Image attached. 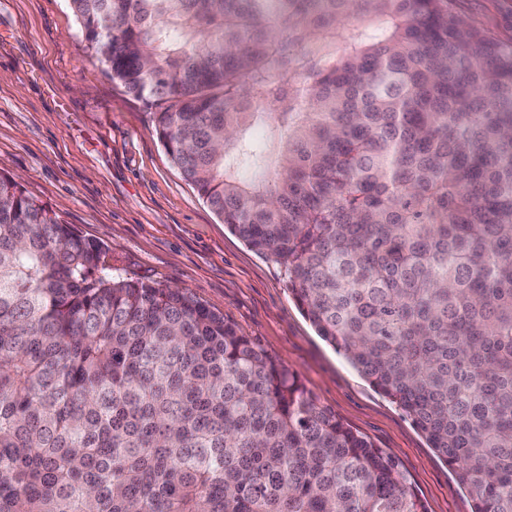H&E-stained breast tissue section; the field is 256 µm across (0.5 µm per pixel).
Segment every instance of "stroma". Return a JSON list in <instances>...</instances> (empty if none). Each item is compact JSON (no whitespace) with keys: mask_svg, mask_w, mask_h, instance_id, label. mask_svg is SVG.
Listing matches in <instances>:
<instances>
[{"mask_svg":"<svg viewBox=\"0 0 512 512\" xmlns=\"http://www.w3.org/2000/svg\"><path fill=\"white\" fill-rule=\"evenodd\" d=\"M453 7L512 41V0ZM1 170L106 243L123 277L189 289L295 371L323 407L396 458L428 512H472L406 413L318 335L283 267L231 233L172 164L153 107L112 81L69 0H0Z\"/></svg>","mask_w":512,"mask_h":512,"instance_id":"obj_1","label":"stroma"}]
</instances>
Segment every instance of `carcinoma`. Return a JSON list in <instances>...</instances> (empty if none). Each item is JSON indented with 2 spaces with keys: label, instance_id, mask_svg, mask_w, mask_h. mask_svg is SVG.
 <instances>
[{
  "label": "carcinoma",
  "instance_id": "obj_1",
  "mask_svg": "<svg viewBox=\"0 0 512 512\" xmlns=\"http://www.w3.org/2000/svg\"><path fill=\"white\" fill-rule=\"evenodd\" d=\"M212 212L512 512V45L452 0H70ZM0 512H427L187 289L0 171Z\"/></svg>",
  "mask_w": 512,
  "mask_h": 512
}]
</instances>
